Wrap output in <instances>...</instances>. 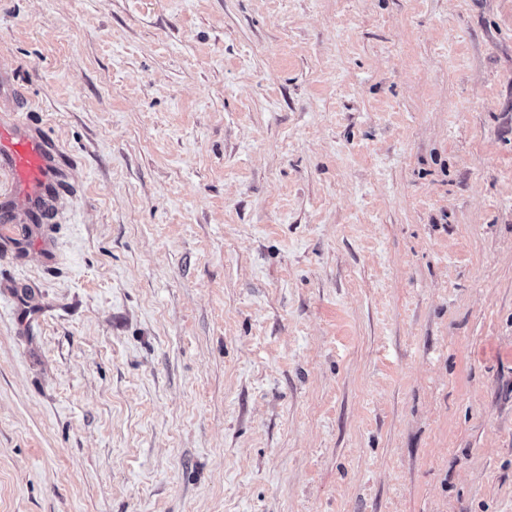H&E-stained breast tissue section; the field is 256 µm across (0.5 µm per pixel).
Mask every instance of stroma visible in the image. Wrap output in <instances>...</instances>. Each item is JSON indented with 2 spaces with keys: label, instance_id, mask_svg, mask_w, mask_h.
<instances>
[{
  "label": "stroma",
  "instance_id": "obj_1",
  "mask_svg": "<svg viewBox=\"0 0 512 512\" xmlns=\"http://www.w3.org/2000/svg\"><path fill=\"white\" fill-rule=\"evenodd\" d=\"M0 512H512V0H0ZM8 172L18 188L11 201L41 223L51 216L48 202L64 185L65 165L52 143L23 121H0V173Z\"/></svg>",
  "mask_w": 512,
  "mask_h": 512
}]
</instances>
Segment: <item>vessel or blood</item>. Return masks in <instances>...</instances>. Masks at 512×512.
Here are the masks:
<instances>
[{"label":"vessel or blood","mask_w":512,"mask_h":512,"mask_svg":"<svg viewBox=\"0 0 512 512\" xmlns=\"http://www.w3.org/2000/svg\"><path fill=\"white\" fill-rule=\"evenodd\" d=\"M8 172L18 188L12 201L32 222L48 220L49 201L64 185L65 165L52 143L22 121H0V173Z\"/></svg>","instance_id":"1"}]
</instances>
